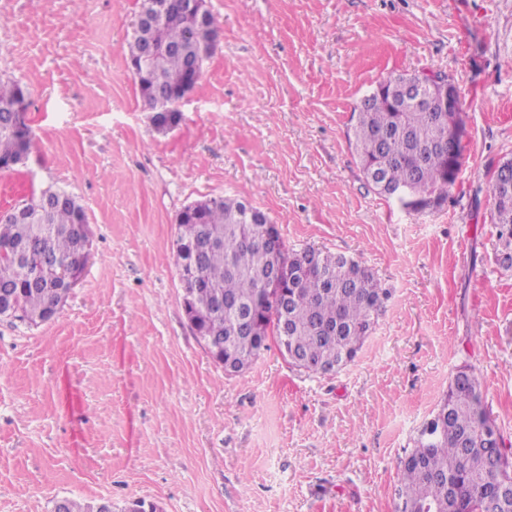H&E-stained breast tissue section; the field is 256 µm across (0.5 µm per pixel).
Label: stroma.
Wrapping results in <instances>:
<instances>
[{"label": "stroma", "instance_id": "stroma-1", "mask_svg": "<svg viewBox=\"0 0 512 512\" xmlns=\"http://www.w3.org/2000/svg\"><path fill=\"white\" fill-rule=\"evenodd\" d=\"M141 4L0 0V79L27 89L33 138L0 169V212L53 186L91 230L53 320L0 319V512H394L400 461L466 364L512 456V269L487 192L512 159V0H208L215 48L165 132L125 55ZM427 70L459 90L462 164L412 211L366 184L347 130L380 81ZM219 196L388 289L346 368L299 371L274 343L240 373L213 362L173 241Z\"/></svg>", "mask_w": 512, "mask_h": 512}]
</instances>
